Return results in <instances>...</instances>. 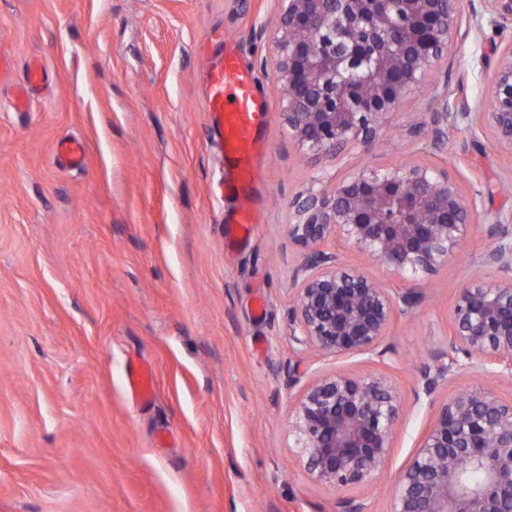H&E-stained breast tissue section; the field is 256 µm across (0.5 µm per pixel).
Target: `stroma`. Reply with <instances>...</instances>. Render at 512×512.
<instances>
[{"mask_svg":"<svg viewBox=\"0 0 512 512\" xmlns=\"http://www.w3.org/2000/svg\"><path fill=\"white\" fill-rule=\"evenodd\" d=\"M480 13L447 72L407 98L381 141L314 157L289 137L272 62L277 0H0V512H339L342 494L315 485L294 446L299 387L310 373H385L404 414L378 481L359 491L386 512L398 473L438 405L472 388L449 377L432 397L423 368L444 348L457 288L476 273L486 226L436 273L408 281L337 245L346 270L418 295L385 355L324 357L290 340L288 307L302 278L288 238L292 201L363 167L405 161L448 169L488 215L512 210V158L458 126L445 146L412 137L445 90L489 96L512 24ZM232 43L269 96L248 241L230 246L200 50ZM49 73L28 111L12 105L30 59ZM83 140L84 164L53 162L56 142ZM153 370V394L125 390L129 359Z\"/></svg>","mask_w":512,"mask_h":512,"instance_id":"obj_1","label":"stroma"}]
</instances>
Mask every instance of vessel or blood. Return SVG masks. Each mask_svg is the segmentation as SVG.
<instances>
[{"label": "vessel or blood", "instance_id": "obj_1", "mask_svg": "<svg viewBox=\"0 0 512 512\" xmlns=\"http://www.w3.org/2000/svg\"><path fill=\"white\" fill-rule=\"evenodd\" d=\"M206 84L208 110L218 139L224 152V163L231 175L224 181V193L237 197L239 204L226 221L228 234L245 231L249 225L258 223L259 213L251 199V188L258 171L256 161L263 153V133L267 124L269 102L259 90L255 72L239 61L232 50L208 57L202 70ZM46 77L42 62L28 65L24 87L16 94V105H28L27 92L39 88ZM55 154L69 166L77 168L83 163L84 146L74 139L60 140ZM126 384L132 398L144 400L151 395V369L145 362L128 361Z\"/></svg>", "mask_w": 512, "mask_h": 512}]
</instances>
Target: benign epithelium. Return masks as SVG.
<instances>
[{
	"label": "benign epithelium",
	"mask_w": 512,
	"mask_h": 512,
	"mask_svg": "<svg viewBox=\"0 0 512 512\" xmlns=\"http://www.w3.org/2000/svg\"><path fill=\"white\" fill-rule=\"evenodd\" d=\"M493 20L512 22V0H483ZM274 41L285 91L288 135L314 156L336 157L369 145L384 122L457 51L459 0H278ZM488 101L433 97L428 138L448 142L466 123L512 157V42L489 76ZM485 220L448 170L400 164L364 167L330 189L298 196L288 238L301 250L303 273L288 310L292 341L324 356L383 354L379 347L399 315L416 302L412 289L391 291L346 271L327 244L334 239L416 279L448 265L471 227ZM483 276L457 289L450 304L448 350L422 371L430 397L456 372L512 379V213L487 229ZM301 385L293 431L317 485L354 491L385 470L403 405L378 372L318 369ZM482 473L468 485L464 476ZM387 512H512V399L477 386L441 404L412 462L399 474Z\"/></svg>",
	"instance_id": "obj_1"
}]
</instances>
